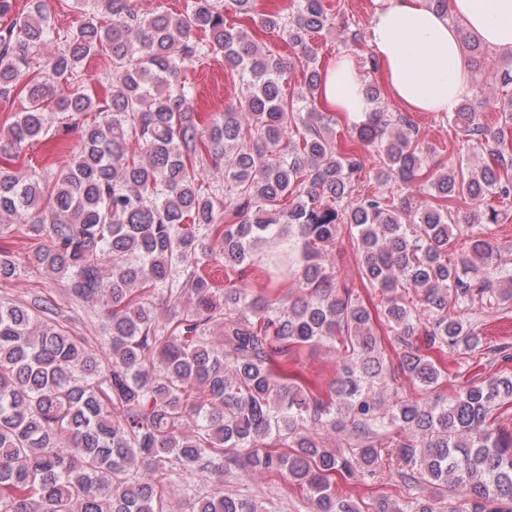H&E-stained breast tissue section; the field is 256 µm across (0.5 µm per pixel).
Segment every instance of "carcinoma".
I'll use <instances>...</instances> for the list:
<instances>
[{"instance_id":"obj_1","label":"carcinoma","mask_w":512,"mask_h":512,"mask_svg":"<svg viewBox=\"0 0 512 512\" xmlns=\"http://www.w3.org/2000/svg\"><path fill=\"white\" fill-rule=\"evenodd\" d=\"M178 14H144L132 0H72L78 26L61 33L45 0L0 27V102L26 101L0 128L20 153L47 135L52 113L82 122L63 169L23 175L0 164V226L17 224L48 244L34 267L66 280L108 319L89 350L46 296L0 300V512H173L167 489L187 472L211 481L190 512H269L224 494L231 468L278 470L309 493L310 512H365L336 492V477L371 475L383 458L407 490L464 492L455 512H512V431L494 412L512 400V347L491 345L466 312L512 303V271L493 263L482 232L459 252L450 201L462 195L499 223L491 200L512 198V96L481 107L464 99L448 123L477 141L491 163L427 167L405 116L387 112L366 86L370 111L352 137L377 148L378 182L393 190L420 179L433 202L413 206L359 187L357 151H336L335 113L320 98L313 39L328 30L324 0H290L255 15L256 0H184ZM258 20L293 50L304 83L290 97L284 62L226 14ZM112 23L105 26L100 18ZM473 69L486 46L467 32ZM64 47L43 49L57 40ZM109 49L88 88L84 61ZM221 55L246 88L239 106L196 121L197 88L183 71ZM501 112L497 124L484 110ZM224 162V179L208 178ZM352 234L363 279L385 299L398 367L426 392L445 378L415 344L487 356L502 369L467 380L451 397L397 395L386 407L375 385L395 378L370 311L339 290L329 247ZM212 260L237 274L222 288L200 273ZM263 262L265 283L245 269ZM19 276L0 243V282ZM290 281L299 295L275 296ZM418 296L406 300L408 289ZM193 308L161 323L153 297ZM338 359L330 395L284 370L306 347ZM347 432L342 448L322 434ZM281 445L285 450L278 451ZM373 512H442L432 496L381 498Z\"/></svg>"}]
</instances>
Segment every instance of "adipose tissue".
I'll return each mask as SVG.
<instances>
[{
    "instance_id": "1",
    "label": "adipose tissue",
    "mask_w": 512,
    "mask_h": 512,
    "mask_svg": "<svg viewBox=\"0 0 512 512\" xmlns=\"http://www.w3.org/2000/svg\"><path fill=\"white\" fill-rule=\"evenodd\" d=\"M466 32L491 48L512 52V0H448L444 14L427 0H380L366 38L396 100L414 112L447 114L471 90ZM323 97L329 109L351 120L370 108L347 58L327 70Z\"/></svg>"
}]
</instances>
